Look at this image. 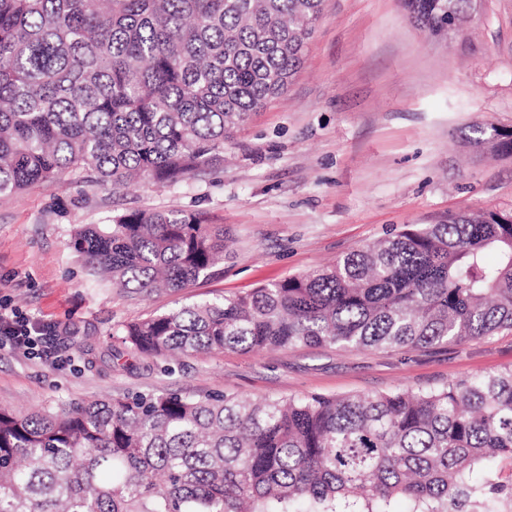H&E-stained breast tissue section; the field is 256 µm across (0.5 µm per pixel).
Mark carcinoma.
<instances>
[{"mask_svg": "<svg viewBox=\"0 0 512 512\" xmlns=\"http://www.w3.org/2000/svg\"><path fill=\"white\" fill-rule=\"evenodd\" d=\"M438 36L476 0H400ZM325 0H0V197L70 174L176 184L281 94ZM512 156V130L493 129ZM71 246L118 288L219 274L224 225L137 210ZM512 330V211L411 225L336 263L124 325L146 357L413 350ZM485 472L473 480L475 470ZM506 512L512 368L342 398L133 394L0 407V512Z\"/></svg>", "mask_w": 512, "mask_h": 512, "instance_id": "carcinoma-1", "label": "carcinoma"}]
</instances>
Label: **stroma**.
Instances as JSON below:
<instances>
[{
    "mask_svg": "<svg viewBox=\"0 0 512 512\" xmlns=\"http://www.w3.org/2000/svg\"><path fill=\"white\" fill-rule=\"evenodd\" d=\"M512 129V0H485L445 44L400 0H327L288 89L224 144L222 166L174 185L120 188L73 175L0 199V306L51 328L38 353L0 350V405L178 391L203 397L349 396L427 389L512 367V331L403 351L296 347L141 357L124 325L314 270L411 224L512 209V157L479 128ZM133 210L224 227V273L148 295L101 281L75 228ZM97 360L88 364L85 350Z\"/></svg>",
    "mask_w": 512,
    "mask_h": 512,
    "instance_id": "obj_1",
    "label": "stroma"
}]
</instances>
